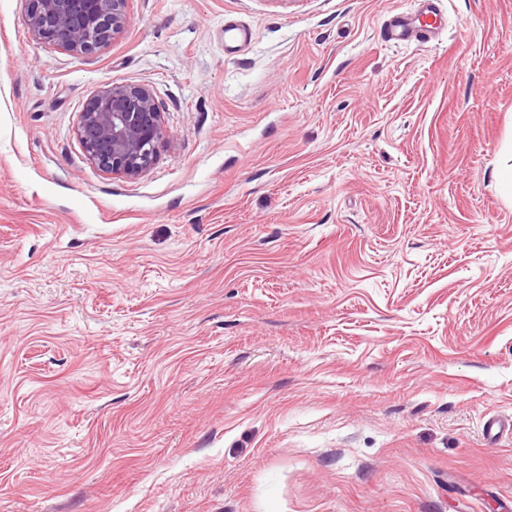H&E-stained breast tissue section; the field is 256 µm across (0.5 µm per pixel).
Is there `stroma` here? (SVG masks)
I'll return each instance as SVG.
<instances>
[{
  "label": "stroma",
  "mask_w": 512,
  "mask_h": 512,
  "mask_svg": "<svg viewBox=\"0 0 512 512\" xmlns=\"http://www.w3.org/2000/svg\"><path fill=\"white\" fill-rule=\"evenodd\" d=\"M0 0V512H512V0ZM247 24L242 49L224 38ZM165 116L86 159L101 86ZM32 35L71 53L90 54L125 27L128 0H28ZM416 7L410 11H392L382 26L387 42L429 41L439 30V0H415ZM165 119L145 85L106 84L86 102L76 136L98 170L137 179L155 162Z\"/></svg>",
  "instance_id": "35a3bbf8"
}]
</instances>
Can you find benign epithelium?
Here are the masks:
<instances>
[{
  "label": "benign epithelium",
  "mask_w": 512,
  "mask_h": 512,
  "mask_svg": "<svg viewBox=\"0 0 512 512\" xmlns=\"http://www.w3.org/2000/svg\"><path fill=\"white\" fill-rule=\"evenodd\" d=\"M128 0H28L32 35L71 53L90 54L120 33ZM164 113L144 85L106 84L86 102L76 136L98 170L137 179L155 162Z\"/></svg>",
  "instance_id": "1"
}]
</instances>
